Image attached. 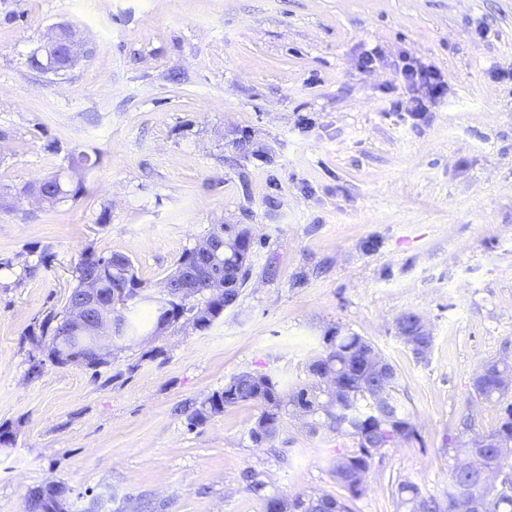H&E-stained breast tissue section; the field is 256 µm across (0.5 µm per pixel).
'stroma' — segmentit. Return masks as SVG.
<instances>
[{
	"label": "stroma",
	"mask_w": 512,
	"mask_h": 512,
	"mask_svg": "<svg viewBox=\"0 0 512 512\" xmlns=\"http://www.w3.org/2000/svg\"><path fill=\"white\" fill-rule=\"evenodd\" d=\"M58 23L87 58L29 68ZM406 63L447 84L420 115ZM81 153L79 197L27 195ZM216 224L247 225L253 245L209 329L137 334L95 371L31 335L83 251L128 256L157 296ZM408 312L433 338L425 358L399 336ZM336 330L391 362L417 431L373 456L352 512H405V482L445 497L461 420L482 435L512 403L472 388L512 359V0H0V512L52 484L73 512H265L249 471L285 498L345 497L332 463L357 454L352 437L287 411L255 443L253 401L188 425L240 373L311 382Z\"/></svg>",
	"instance_id": "1"
}]
</instances>
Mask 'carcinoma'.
Segmentation results:
<instances>
[{
  "label": "carcinoma",
  "mask_w": 512,
  "mask_h": 512,
  "mask_svg": "<svg viewBox=\"0 0 512 512\" xmlns=\"http://www.w3.org/2000/svg\"><path fill=\"white\" fill-rule=\"evenodd\" d=\"M83 190L81 181L67 175L56 174L41 186L45 198L57 203L66 198H76ZM211 234L220 237L251 238L250 229L243 224H215ZM194 264L191 251H184L167 275L166 282L174 284L180 280L187 267ZM241 269L237 288L233 295L239 296L249 275V266L239 264L236 254L220 252L215 271L217 275L199 281L196 295L203 298L198 304H187L178 295H171L166 303L155 309L156 328L167 327L180 321L185 314L199 331L210 328L224 315V266ZM76 284L71 289L66 305L59 313L50 312L38 324V329L29 335L49 338V355L65 365L70 358L82 354L94 344V336L86 331L70 337L66 329L69 302L75 300L83 288L91 284L104 298L112 288L129 285L128 300L141 296L142 283L134 273L130 259L117 252H85L75 267ZM400 330L412 336H422L420 318L406 313L399 318ZM134 321L118 311L112 316V337L123 339L136 332ZM381 356L378 348L366 337L356 333H345L332 337L325 350L309 365L313 381L303 387L284 390L279 382L268 375L240 373L232 377L224 390L215 392L202 402L191 417L190 424L201 425L210 417L224 411V407L241 401L260 404L261 413L251 428L250 434L258 444L271 443L279 433L282 411L293 410L314 417L310 431L327 429L352 437L358 445V454L336 459L333 473L338 482L357 497L361 493L363 478L373 455L381 449L392 447L401 441L416 437V428L410 414L405 411L396 395V374L387 380H376L367 358ZM339 376L338 387L322 385L323 373ZM512 375V362L507 359L489 361L473 379L472 387L478 398L487 403H498L509 392L502 385V378ZM504 474V486L493 490L485 483L488 472ZM250 490L264 501L265 512H351L349 500L329 495H297L284 498L265 493L266 483L251 477ZM409 512H512V405L505 409L499 425L484 440L476 439L468 449V459L458 464L452 472L451 490L444 499L425 497L413 483H403L398 489Z\"/></svg>",
  "instance_id": "cac0c4a2"
}]
</instances>
